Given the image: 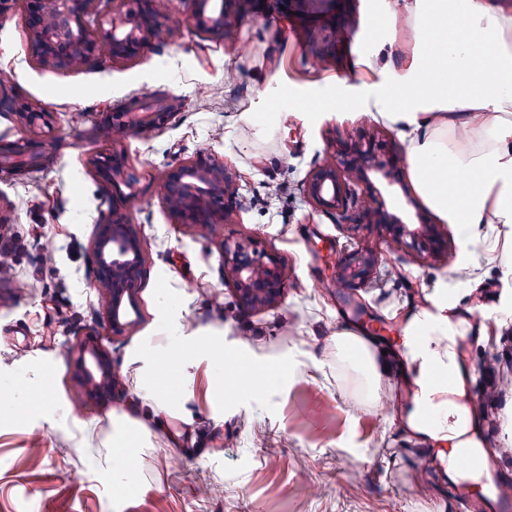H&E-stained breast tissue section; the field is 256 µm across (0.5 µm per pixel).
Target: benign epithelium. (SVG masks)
Masks as SVG:
<instances>
[{
  "mask_svg": "<svg viewBox=\"0 0 512 512\" xmlns=\"http://www.w3.org/2000/svg\"><path fill=\"white\" fill-rule=\"evenodd\" d=\"M35 10L27 29L38 62L55 66H80L92 62L126 60L149 49L159 29L152 0H32ZM252 0H188V22L198 33L217 40L233 35L248 16ZM181 101L167 93L132 96L106 114L97 133L117 140L130 134L158 131L173 123ZM0 113L13 115L29 128L52 127L53 113L45 106L7 92L0 93ZM334 162L313 168L302 183L307 203L317 211L336 210L347 221L355 208L361 219L374 225L382 239L414 249L423 260L448 255V238L440 225L421 220L406 224L385 209L373 180L391 186L401 183L397 161L378 157L370 143L349 139L336 146ZM51 161L46 143L21 138L0 146V179L22 180L45 170ZM374 178H369V175ZM236 183L225 173L224 163L212 156L190 157L169 169L160 184L162 204L177 224L200 227L223 224L230 216L228 202ZM93 238L101 308L114 336L132 326L143 262L142 248L126 219L113 207L99 211ZM359 270L336 269L334 284L358 279L370 282L376 261L366 245L357 248ZM224 284L232 288L246 309L263 312L280 305L287 280L280 258L258 249L249 235L222 244ZM83 381L93 395L112 392L118 385L109 355L97 337L89 335L69 348Z\"/></svg>",
  "mask_w": 512,
  "mask_h": 512,
  "instance_id": "1",
  "label": "benign epithelium"
}]
</instances>
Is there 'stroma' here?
<instances>
[{
    "instance_id": "1",
    "label": "stroma",
    "mask_w": 512,
    "mask_h": 512,
    "mask_svg": "<svg viewBox=\"0 0 512 512\" xmlns=\"http://www.w3.org/2000/svg\"><path fill=\"white\" fill-rule=\"evenodd\" d=\"M401 2L287 0L220 41L193 31L186 0H153L163 31L150 50L66 68L35 62L17 0L0 26V70L12 75L8 92L48 106L58 120L42 134L53 146L50 167L0 181V248L12 253L0 267V379L43 387L49 399L0 412V512H456L460 475L428 467L432 448L399 415L353 408L361 386L336 362L334 340L348 328L338 313L348 304L332 274L362 243L378 261V282L351 293L367 308L361 321L377 349L391 350L423 307V289L447 296L473 338L458 346L461 365L479 378L466 404L488 447L512 467V435L489 434L512 425V365L503 356L512 352V318L495 316L512 299L501 273V250L512 241L491 224L467 243L452 231L447 258L425 262L381 241L372 225L313 210L300 191L334 145L352 137L377 136L381 153L404 161L402 134L388 122L301 109L337 80H376L354 62L382 14ZM159 91L183 101L172 127L116 145L96 134L103 112ZM267 112L278 113V124L263 121ZM116 146L137 176L111 192L140 201L128 221L145 258L141 317L124 335L104 336L120 384L94 398L67 349L105 322L92 254L103 176L91 162ZM200 151L223 161L239 186L229 221L213 228L173 223L159 194L165 172ZM247 234L281 258L288 276L282 303L269 311L244 312L224 284L219 244ZM166 322L203 349L187 370ZM147 350L164 362L175 402L160 428L148 405L151 383L135 378ZM258 355L282 386L225 406L214 362L249 368ZM126 415L148 438L133 486L93 463L109 453L113 420Z\"/></svg>"
}]
</instances>
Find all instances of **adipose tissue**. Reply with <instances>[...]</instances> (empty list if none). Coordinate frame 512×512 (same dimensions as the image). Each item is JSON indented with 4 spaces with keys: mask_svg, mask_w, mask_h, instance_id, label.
<instances>
[{
    "mask_svg": "<svg viewBox=\"0 0 512 512\" xmlns=\"http://www.w3.org/2000/svg\"><path fill=\"white\" fill-rule=\"evenodd\" d=\"M410 40L358 56L371 83L337 82L324 102L368 112L399 127L410 180L436 220L470 239L475 228L512 227V14L489 0H403ZM446 303L416 312L396 344L414 385L403 419L452 461L469 441L473 418L463 404L458 338ZM336 353L378 405V372L356 337L336 339Z\"/></svg>",
    "mask_w": 512,
    "mask_h": 512,
    "instance_id": "obj_1",
    "label": "adipose tissue"
}]
</instances>
